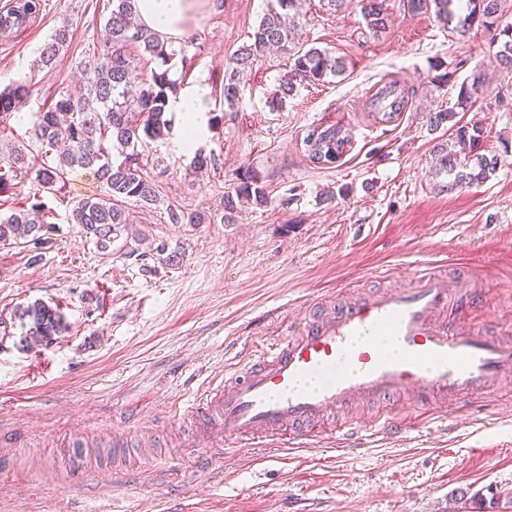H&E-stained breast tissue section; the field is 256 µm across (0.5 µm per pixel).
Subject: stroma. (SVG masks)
Segmentation results:
<instances>
[{"mask_svg":"<svg viewBox=\"0 0 512 512\" xmlns=\"http://www.w3.org/2000/svg\"><path fill=\"white\" fill-rule=\"evenodd\" d=\"M267 6L199 0L187 64L171 76L184 88L206 86L214 122L190 149L181 114L168 112L169 135L143 153L159 202L145 209L127 200L130 223L109 250L69 220L74 203L103 191L94 170L79 167L61 194H40L52 212L46 244L0 246V316L42 300L66 322L52 345L0 346V512H512V396L426 413L417 394L400 393L394 410L426 420L393 443H359L376 416L369 405L288 454L228 443L219 458L182 445L193 426L176 409L182 394L216 386L226 364L301 320L306 301L335 299L351 281L362 296L402 285L390 273L396 265L430 261L452 276H477L484 301L475 318L512 347V151L503 150L512 141V71L488 32L476 26L463 39L435 12L385 0L389 24L375 35L359 5L335 13L311 0L295 42L344 58L346 72L297 86L275 105L290 62L274 50L225 101L224 65ZM110 10L108 0H43L39 15L0 32V88L19 79L33 86L0 136L26 147L29 159L41 157L33 112L60 92L79 93ZM64 25L69 41L45 71L40 50ZM440 64L459 80L486 75L460 119L482 125L483 153L502 160L484 183L451 192L438 187L427 126L456 97L437 80ZM393 79L414 93L388 122L373 95ZM321 124L351 138L331 168H315L304 153L308 129ZM198 148L213 158L200 175ZM247 170L267 201L224 223V196ZM171 206L205 221L170 223ZM161 244L172 263L155 260ZM118 434L130 448L151 438L153 453L125 461L128 481L88 475L76 483L68 440L84 438L104 459ZM344 440L349 450H339Z\"/></svg>","mask_w":512,"mask_h":512,"instance_id":"35a3bbf8","label":"stroma"}]
</instances>
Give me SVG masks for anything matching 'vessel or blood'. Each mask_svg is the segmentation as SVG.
I'll return each instance as SVG.
<instances>
[{"label": "vessel or blood", "mask_w": 512, "mask_h": 512, "mask_svg": "<svg viewBox=\"0 0 512 512\" xmlns=\"http://www.w3.org/2000/svg\"><path fill=\"white\" fill-rule=\"evenodd\" d=\"M409 287L346 298L309 316L283 338L254 350L217 387L190 394L194 428L185 445L219 448L273 440L304 448L321 437L337 409L364 399L378 405V434L403 426L390 400L415 391L435 408L460 406L512 384V348L471 320L482 290L474 277L435 266L406 269ZM307 377L313 387L302 386Z\"/></svg>", "instance_id": "obj_1"}]
</instances>
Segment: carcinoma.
Wrapping results in <instances>:
<instances>
[{"label": "carcinoma", "instance_id": "cac0c4a2", "mask_svg": "<svg viewBox=\"0 0 512 512\" xmlns=\"http://www.w3.org/2000/svg\"><path fill=\"white\" fill-rule=\"evenodd\" d=\"M306 0H275L249 35V43L238 49L224 67V99L235 100L244 73L263 57L267 49L276 46L284 50L294 39L300 10ZM367 28L378 34L388 27V13L384 0H359ZM112 9L104 24L106 43L95 52L84 66L93 96H74L62 93L47 108L32 113V132L41 147L53 150L62 146L56 163L37 165L27 161L24 149L13 145L7 155L0 157V194L17 188L30 179L47 192L59 190L66 169L75 167L95 170L103 185V193L96 199L81 200L73 205L70 221L81 226L94 239L96 247L108 250L130 223L124 207L133 198L142 207L150 208L159 201L155 185L144 170L142 151L150 143L167 136L171 130L165 114L171 101L177 98L178 82L170 77V62L179 54L172 42L158 33L134 24L135 0H111ZM42 0H16L6 17L0 16V30L20 27L42 10ZM412 12H426L433 8L446 22H456L455 32L464 37L476 25L490 34L491 44L499 46L497 57L507 69H512V26L499 27L503 15V0H407ZM68 30L59 29L40 52L41 65L51 70L61 50L66 46ZM147 57L156 67L146 70L141 66ZM293 65L280 86L283 95L294 92L296 85L316 84L329 77H338L346 71L345 62L328 51L311 47L292 54ZM481 85V76L473 74L459 85L453 107L429 116L431 130H438L451 122L454 139L436 144L435 175L448 178L446 190L485 181L500 165L496 154L480 153L483 128L477 124L458 125V112H466L473 105V95ZM32 87L26 82H12L0 90V120L29 98ZM409 90L395 81L381 86L375 101L386 121L400 115L408 104ZM315 140L341 158L350 144L349 135L340 127H313L304 141ZM253 201L266 202L265 192L255 175H240L234 192L224 195V218L232 221L238 206ZM45 205L36 201L28 209L0 215V245L20 241L42 244L52 226L47 223ZM172 224H200L201 213H186L177 208L168 209ZM28 327L20 343L34 337L46 345L65 329L62 315L47 303L37 300L15 309L13 321H0V345L14 337L15 322Z\"/></svg>", "mask_w": 512, "mask_h": 512}]
</instances>
